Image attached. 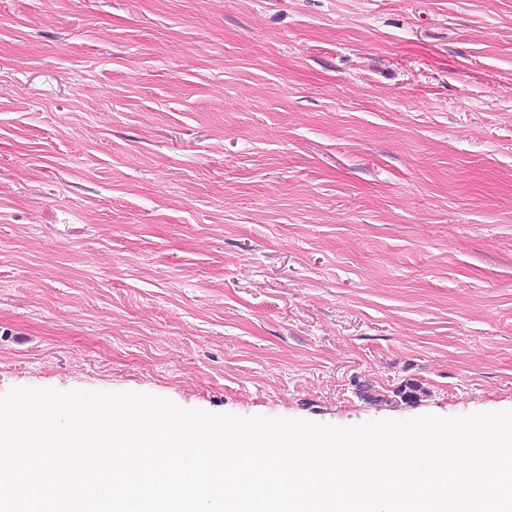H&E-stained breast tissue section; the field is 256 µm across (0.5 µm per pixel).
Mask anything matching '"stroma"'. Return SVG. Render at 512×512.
<instances>
[{
	"instance_id": "obj_1",
	"label": "stroma",
	"mask_w": 512,
	"mask_h": 512,
	"mask_svg": "<svg viewBox=\"0 0 512 512\" xmlns=\"http://www.w3.org/2000/svg\"><path fill=\"white\" fill-rule=\"evenodd\" d=\"M20 387L512 410V0H0Z\"/></svg>"
}]
</instances>
